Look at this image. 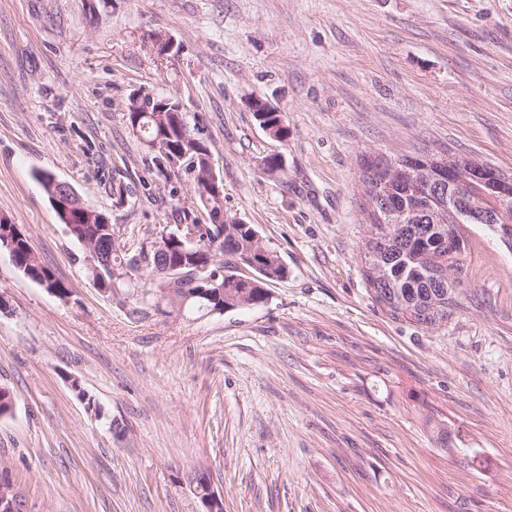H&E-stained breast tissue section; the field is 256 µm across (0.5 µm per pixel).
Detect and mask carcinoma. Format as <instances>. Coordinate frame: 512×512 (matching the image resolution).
<instances>
[{
  "label": "carcinoma",
  "instance_id": "carcinoma-1",
  "mask_svg": "<svg viewBox=\"0 0 512 512\" xmlns=\"http://www.w3.org/2000/svg\"><path fill=\"white\" fill-rule=\"evenodd\" d=\"M151 100L152 96H145L144 108L128 112L129 129L153 153V164L164 179H170L181 168L193 175L195 193L207 213L208 223H201L188 207L183 211L181 224L174 225L159 242L129 253L112 238V224L106 214H101L102 222L90 224L76 210L68 216L58 213L74 240L98 246L109 255L108 266L99 265L97 271L91 272L93 281L113 295L135 296L156 308L154 292L171 287V281L176 280V296L184 302V309L205 315L265 302L268 293L264 285L284 278L286 267L251 225L227 217L217 223L218 216L224 213V195L207 193L203 172L205 157L211 154L209 147L197 136V128L187 121L186 112H181L177 123L169 118L163 120L156 112L147 111ZM255 116L260 118V125L276 128L278 138L286 130L285 112H257ZM188 150L197 157L198 168L185 167L181 161L172 164L174 157ZM401 159L433 169L444 157L418 149L394 157L396 161ZM379 192L386 199L388 210L380 219L366 214L370 226L368 239L389 235L391 244L376 277L369 274L372 265L367 263L363 267L370 289L380 290L374 299H384L391 314L410 317L422 325L427 321L426 312L432 308L448 304L450 315L463 309L459 291L448 299V275L459 271L460 262L442 257L435 248L440 227L448 223L445 202L424 181L408 177L381 183ZM191 231L198 235L195 246L185 240ZM0 236L12 239L16 267L38 283H46L59 297L68 294V288L41 263L30 238L17 225L0 219ZM250 253L254 254V262L248 264L245 255Z\"/></svg>",
  "mask_w": 512,
  "mask_h": 512
}]
</instances>
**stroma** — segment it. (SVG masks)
Returning <instances> with one entry per match:
<instances>
[{
  "instance_id": "stroma-1",
  "label": "stroma",
  "mask_w": 512,
  "mask_h": 512,
  "mask_svg": "<svg viewBox=\"0 0 512 512\" xmlns=\"http://www.w3.org/2000/svg\"><path fill=\"white\" fill-rule=\"evenodd\" d=\"M146 93L180 99L225 215L286 266L266 302L141 312L93 282L37 174L126 248L174 227L200 202L128 128ZM420 148L512 175V0H0V218L69 289L0 251V483L21 512H201L196 472L224 512H512V245L467 225L489 256L464 254L467 304L437 326L363 275L361 159Z\"/></svg>"
}]
</instances>
